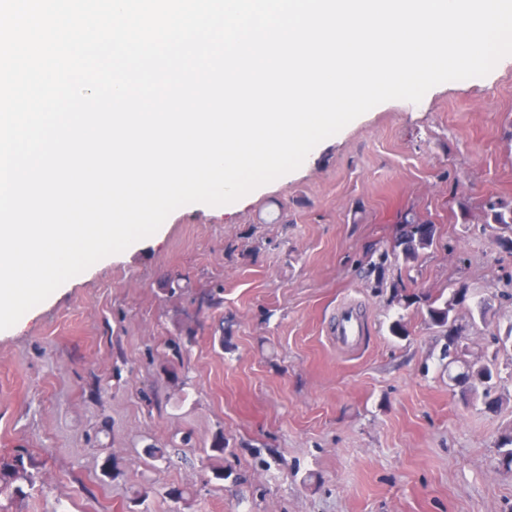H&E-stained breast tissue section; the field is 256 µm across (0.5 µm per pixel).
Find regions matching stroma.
Returning a JSON list of instances; mask_svg holds the SVG:
<instances>
[{
	"mask_svg": "<svg viewBox=\"0 0 512 512\" xmlns=\"http://www.w3.org/2000/svg\"><path fill=\"white\" fill-rule=\"evenodd\" d=\"M490 199L512 201L507 58L373 107L233 208L182 206L69 279L0 331V454L39 462L15 512H512L495 466L512 250ZM408 212L436 229L412 267L393 253ZM456 289L466 360L500 373L495 413L461 400L426 322V296ZM347 300L365 319L352 352L332 336Z\"/></svg>",
	"mask_w": 512,
	"mask_h": 512,
	"instance_id": "obj_1",
	"label": "stroma"
}]
</instances>
